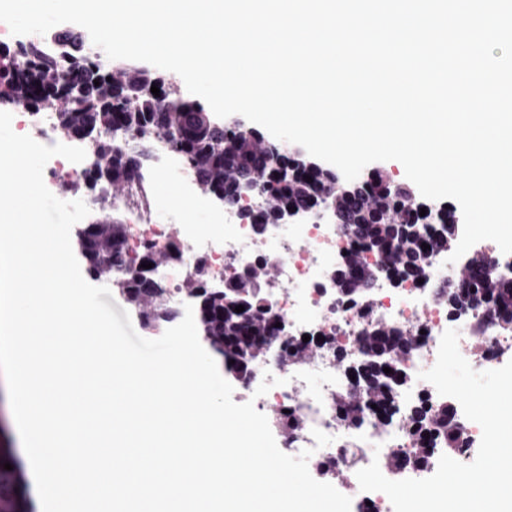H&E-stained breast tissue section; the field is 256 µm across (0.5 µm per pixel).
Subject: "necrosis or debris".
<instances>
[{
    "label": "necrosis or debris",
    "mask_w": 512,
    "mask_h": 512,
    "mask_svg": "<svg viewBox=\"0 0 512 512\" xmlns=\"http://www.w3.org/2000/svg\"><path fill=\"white\" fill-rule=\"evenodd\" d=\"M24 134L46 145L69 144L61 134L58 113L45 103L36 107L16 104ZM121 147L128 153H145L148 163L122 192L111 195L112 208L128 212L129 245L139 249L151 245L158 252L178 246L181 259L164 261L159 276L172 306H182L191 279L224 283L245 269L264 270L266 298L284 321L288 336H329L333 345L314 346L307 354L283 359L269 352L251 377L260 382L265 375L279 378L264 402L268 411L293 408L301 425L292 440L283 442L284 453L294 456L311 450L313 471L327 470L336 488L357 487V471L371 462L386 464L393 455L413 454L417 446L409 415L422 401L441 402L442 397L420 372L436 362L442 334L459 332V350L475 368H495L504 353L512 350V330L502 328L495 312L486 305L454 311L448 306L446 287L461 272V263H448L447 252L430 253L423 282L400 281L378 276L364 296L350 298L337 292L336 271L353 243L329 210L305 213L295 224H261L264 207L260 196L249 195L225 207L223 222L214 229L195 226L172 232L156 223V212L165 201L154 190L155 175L170 172L183 187L197 189L192 170L162 138L126 137ZM382 323L405 331L413 346L395 361L403 380L387 409L365 408L360 424L342 423L336 416V399L350 391L347 370L363 358L361 332ZM318 386H311V379ZM331 436V444L317 447L313 430Z\"/></svg>",
    "instance_id": "1"
}]
</instances>
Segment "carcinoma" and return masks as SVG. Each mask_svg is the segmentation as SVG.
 Wrapping results in <instances>:
<instances>
[{
	"label": "carcinoma",
	"instance_id": "1",
	"mask_svg": "<svg viewBox=\"0 0 512 512\" xmlns=\"http://www.w3.org/2000/svg\"><path fill=\"white\" fill-rule=\"evenodd\" d=\"M99 84H94V81ZM160 89V96L151 92ZM0 101L25 103L36 107L60 102L59 127L67 137H85L106 129L111 137L95 139L96 161L87 169L84 187L106 202L108 190L118 192L147 162L144 154L130 155L117 144L119 135L155 133L167 141L198 176L209 192H220L227 204L250 182L266 201L259 223L275 224L281 211L328 204L351 236L370 252L377 268L366 263L360 253L351 254L336 275L338 290L353 294L372 274L386 271L394 277L422 279L427 272L423 245L444 251L455 242V214L448 205L415 202L412 189L405 184L375 174L345 185L336 175L314 161L264 147V139L254 130L239 129L215 121L203 105L172 95L161 81L144 71L115 68L108 72L86 58L65 49L30 44L18 54L0 56ZM311 180H306V177ZM426 214L420 215V209ZM80 252L90 274L104 275L118 261L126 242V225L119 220L96 222L78 237ZM160 256L147 246L119 275L122 292L146 321L171 323L180 316L170 306L167 289L147 287L138 281L141 263H157ZM492 304L504 328L512 327V280L497 279L482 255L475 253L462 273L448 302L470 306L478 292ZM196 312L200 336L224 366L241 380L252 376L266 355L265 346L279 341L284 354L306 348L302 341L284 336L280 315L264 304L263 291L249 276H240L224 285L220 297L189 299ZM244 306L237 313L235 307ZM365 361L358 369L364 395L381 408L393 397V383L400 377L383 368L388 360L410 347L401 331L375 325L361 338ZM363 400L354 396L337 402V417L357 424L362 420ZM418 427L433 426L448 444L460 440L461 433L452 420V411L443 405L427 413L418 411ZM13 469H4L5 463ZM428 460L424 449L409 457H396L391 465L398 471L423 468ZM0 512H34L26 495L21 465L12 449L0 445Z\"/></svg>",
	"mask_w": 512,
	"mask_h": 512
}]
</instances>
